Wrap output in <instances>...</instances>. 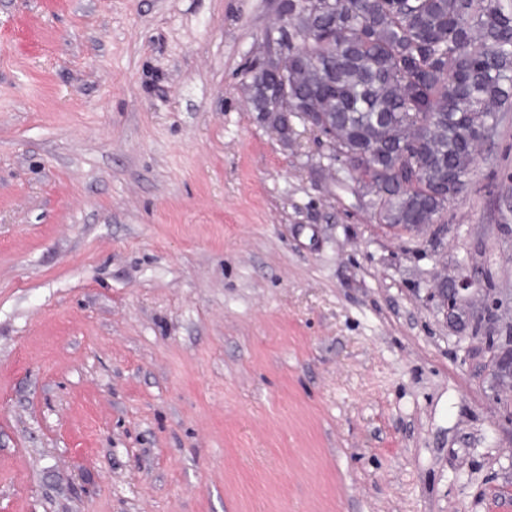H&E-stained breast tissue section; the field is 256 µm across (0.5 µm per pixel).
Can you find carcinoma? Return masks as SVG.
Returning <instances> with one entry per match:
<instances>
[{
    "label": "carcinoma",
    "mask_w": 512,
    "mask_h": 512,
    "mask_svg": "<svg viewBox=\"0 0 512 512\" xmlns=\"http://www.w3.org/2000/svg\"><path fill=\"white\" fill-rule=\"evenodd\" d=\"M285 40L288 101L262 62L251 111L328 113L378 223H438L512 100V0H288Z\"/></svg>",
    "instance_id": "carcinoma-1"
}]
</instances>
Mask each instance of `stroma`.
<instances>
[{
  "label": "stroma",
  "instance_id": "35a3bbf8",
  "mask_svg": "<svg viewBox=\"0 0 512 512\" xmlns=\"http://www.w3.org/2000/svg\"><path fill=\"white\" fill-rule=\"evenodd\" d=\"M279 0H0V512H512V112L445 229L250 112ZM468 276L458 324L430 298ZM500 335L492 344L487 341L486 351L489 354L487 368L498 379L512 380V336L510 327H499L492 323Z\"/></svg>",
  "mask_w": 512,
  "mask_h": 512
}]
</instances>
